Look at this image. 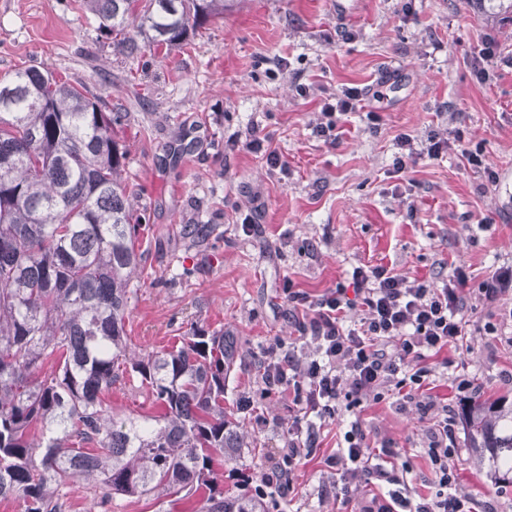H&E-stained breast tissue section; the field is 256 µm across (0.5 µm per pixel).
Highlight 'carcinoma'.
Masks as SVG:
<instances>
[{
  "instance_id": "1",
  "label": "carcinoma",
  "mask_w": 512,
  "mask_h": 512,
  "mask_svg": "<svg viewBox=\"0 0 512 512\" xmlns=\"http://www.w3.org/2000/svg\"><path fill=\"white\" fill-rule=\"evenodd\" d=\"M112 44L135 57L141 36L170 49L224 14L230 0H83ZM30 65L0 81V500L63 512L61 491L201 496L197 512H266L226 492L218 467L244 445L224 411L233 338L196 329L142 357L125 331L142 254L122 177L120 112ZM51 372L42 376L46 365ZM124 370L163 412L117 420L102 394ZM471 447L494 483L512 484V401L466 409Z\"/></svg>"
}]
</instances>
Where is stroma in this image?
<instances>
[{
  "mask_svg": "<svg viewBox=\"0 0 512 512\" xmlns=\"http://www.w3.org/2000/svg\"><path fill=\"white\" fill-rule=\"evenodd\" d=\"M495 38L502 62L488 82L473 66L480 39ZM512 17L498 0H234L190 45L165 53H119L79 0H0V79L36 65L84 85L107 111L122 112L124 177L140 228L143 260L131 288L126 333L140 354L160 353L200 327L224 330L236 352L224 382V408L247 435L234 473L260 480L284 444L294 415L287 393H266L268 344L291 341L285 280L311 295L349 283L357 266L386 265L411 279L448 278L462 264L470 287L512 268ZM367 89L364 110L342 116L330 148L312 132L321 98ZM378 121H370L368 112ZM438 128L461 133L500 180L464 167L458 149L396 171L395 139L423 140ZM288 163L269 169L262 155L225 144L251 131ZM462 147V148H463ZM251 217L253 229L241 222ZM187 224L204 225L187 238ZM460 348L432 358L437 394L456 421L457 486L477 507L512 512V485L491 486L453 389L512 400V290L498 306L473 301ZM494 323L488 334L485 323ZM252 400V411L241 409ZM111 414L157 416L162 408L139 377L121 375L105 395ZM264 427H257V417ZM371 437L395 442L420 493L431 469L421 451L432 417L390 401L361 415ZM341 440L337 422L319 432L293 475V492L266 491L269 512H357L337 499L324 460ZM176 497L113 495L103 512H191Z\"/></svg>",
  "mask_w": 512,
  "mask_h": 512,
  "instance_id": "obj_1",
  "label": "stroma"
}]
</instances>
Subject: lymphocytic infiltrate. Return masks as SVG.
<instances>
[{"mask_svg": "<svg viewBox=\"0 0 512 512\" xmlns=\"http://www.w3.org/2000/svg\"><path fill=\"white\" fill-rule=\"evenodd\" d=\"M364 99L356 87L321 99L316 136L335 145L340 115L356 111ZM396 146L394 166L402 170L421 157L435 159L446 152L448 132L432 131L421 142L402 134ZM468 280L460 266L448 279L435 283L411 280L379 265L355 267L349 284H337L315 299L286 284L289 317L299 340H279L270 346L262 381L267 390L280 388L292 394L298 412L287 426L283 448L267 460L256 493L274 486L288 494L292 473L317 442L318 423L345 412L351 422L343 435L344 446L328 461L340 476L337 494L343 500H358L359 512H476L471 498L456 491L455 422L447 406L426 391L432 374L429 358L460 342L466 333L470 297L488 306L497 304L512 286V269L489 275L474 293L467 289ZM355 308L362 315L357 323L347 324L346 315ZM302 343L312 345V354L299 355ZM393 389L402 401H417L422 412L437 414L422 443L434 494L415 493L408 480L410 462L400 460L392 441L371 448L362 427L359 416L365 407L384 400ZM363 483L384 484L388 490L356 499Z\"/></svg>", "mask_w": 512, "mask_h": 512, "instance_id": "1", "label": "lymphocytic infiltrate"}]
</instances>
